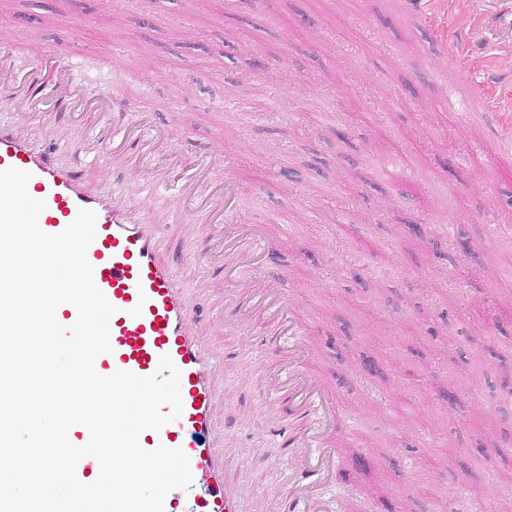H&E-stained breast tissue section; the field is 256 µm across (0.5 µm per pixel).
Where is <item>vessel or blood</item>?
Returning a JSON list of instances; mask_svg holds the SVG:
<instances>
[{
	"mask_svg": "<svg viewBox=\"0 0 512 512\" xmlns=\"http://www.w3.org/2000/svg\"><path fill=\"white\" fill-rule=\"evenodd\" d=\"M432 34L471 83L483 85V78L470 62L466 42L447 39L437 28ZM13 77L10 61L0 58V89L13 91L21 107L43 105L42 84L17 87ZM53 79L54 106L71 120H78L86 105L100 100L91 88L72 80L70 69L55 68ZM478 109L500 119L490 131L496 152H511L512 94L482 97ZM136 144L141 147L137 174L142 178L155 176L154 156L171 159L176 155L169 129L156 125L152 113H140L132 126L114 122L111 113H100L93 140L95 149L122 154ZM10 167L31 172L28 192L46 203L39 217L44 232L59 233L79 210L89 209L97 214V233L87 250V259L94 268L97 287L116 312L110 320L112 351L97 357L96 371L104 376L118 370L149 376L165 354L181 371V416L160 431L143 432L139 439L144 449L160 445L179 448L190 460L193 482L189 490L176 489L166 496L164 512H240L238 493L222 478L219 454L211 442L217 422L216 397L207 357L191 337L196 309L178 285L174 261L161 254L152 217L146 215L139 222H131L124 204L107 193L86 190L78 175L53 166L46 150L32 148L17 129L0 127V170ZM209 174V168H197L179 188L178 201L208 216L207 228L215 246L205 262L224 271V310L240 329H249L254 319L261 318L274 326L276 335L287 339L288 371L274 375L270 389L294 396L304 427L298 431L284 421L276 424L277 436L294 448L288 468L294 491L283 512H335L336 503L325 493L324 485L338 463L337 451L321 443L320 438L327 420L336 416V405L324 380L300 369L308 347L294 307L252 274L269 255L262 225H241L232 237L224 232L234 220L241 185L228 175L223 180V193L202 196L201 186Z\"/></svg>",
	"mask_w": 512,
	"mask_h": 512,
	"instance_id": "obj_1",
	"label": "vessel or blood"
}]
</instances>
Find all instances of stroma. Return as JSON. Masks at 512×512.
Returning <instances> with one entry per match:
<instances>
[{"label":"stroma","instance_id":"stroma-1","mask_svg":"<svg viewBox=\"0 0 512 512\" xmlns=\"http://www.w3.org/2000/svg\"><path fill=\"white\" fill-rule=\"evenodd\" d=\"M57 2L17 0L4 46L17 72L48 81L33 58L41 45L78 83L124 106L126 121L151 112L170 126L178 163L147 181L113 178L132 156L72 147L93 137V115L77 127L42 108L20 119L7 93L0 123L21 124L38 146L58 131L51 160L152 211L164 251L182 257L188 298L208 303L196 327L215 358L223 454L249 512H279L287 494L288 461L269 433L277 411L264 391L280 363L264 352L262 328L225 324L224 275L199 264L208 241L174 203L202 162L215 184L232 171L244 187L240 208L265 218L273 250L263 274L293 300L312 351L307 368L336 400L342 462L328 493L345 498L357 486L373 512H439L449 490L512 480V401L500 398L512 387V276L500 275L484 237L488 220L512 225V153L497 154L488 139L496 116L474 113L478 94L498 92L512 69V38L487 19L497 0H449L425 22L404 0H144L147 26L140 13L106 24L103 0H72L65 19ZM429 23L469 41L489 86L476 91L429 43ZM282 110L292 122L276 119ZM386 159L404 162L409 179L384 183ZM449 219L467 252L439 236ZM414 221L426 223L424 239L403 233ZM469 267L483 270L475 298L491 291L500 303L485 330L443 287ZM436 345L469 394L453 411L444 372L424 387L411 373ZM449 442L452 464H432L427 492H416L413 464ZM360 448L369 455L358 473L348 459Z\"/></svg>","mask_w":512,"mask_h":512}]
</instances>
